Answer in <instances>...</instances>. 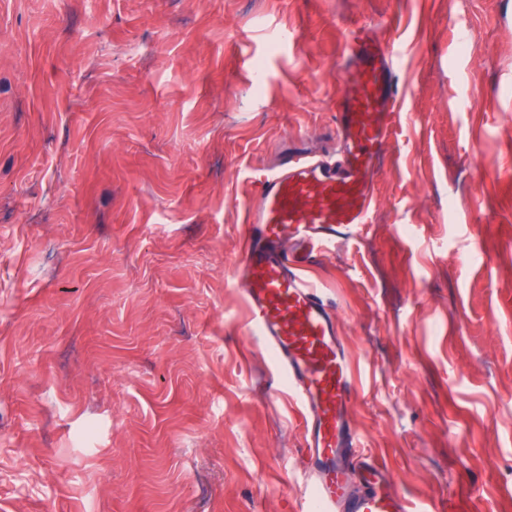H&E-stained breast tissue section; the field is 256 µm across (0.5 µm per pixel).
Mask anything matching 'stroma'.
<instances>
[{"mask_svg": "<svg viewBox=\"0 0 512 512\" xmlns=\"http://www.w3.org/2000/svg\"><path fill=\"white\" fill-rule=\"evenodd\" d=\"M411 122L308 270L418 512H512V0H0V512H298L232 268L251 177L331 155L346 30Z\"/></svg>", "mask_w": 512, "mask_h": 512, "instance_id": "1", "label": "stroma"}]
</instances>
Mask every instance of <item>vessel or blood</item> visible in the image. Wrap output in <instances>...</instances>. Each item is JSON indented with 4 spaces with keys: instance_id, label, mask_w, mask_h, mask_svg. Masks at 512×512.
<instances>
[{
    "instance_id": "1",
    "label": "vessel or blood",
    "mask_w": 512,
    "mask_h": 512,
    "mask_svg": "<svg viewBox=\"0 0 512 512\" xmlns=\"http://www.w3.org/2000/svg\"><path fill=\"white\" fill-rule=\"evenodd\" d=\"M397 63L393 32L371 24L350 30L333 102L335 157L289 160L256 177L239 230L235 280L251 330L272 352L303 419L312 494L300 512H412L390 491L386 465L361 450L350 414L355 370L338 314L305 276L319 248L370 222L388 149L411 119Z\"/></svg>"
}]
</instances>
